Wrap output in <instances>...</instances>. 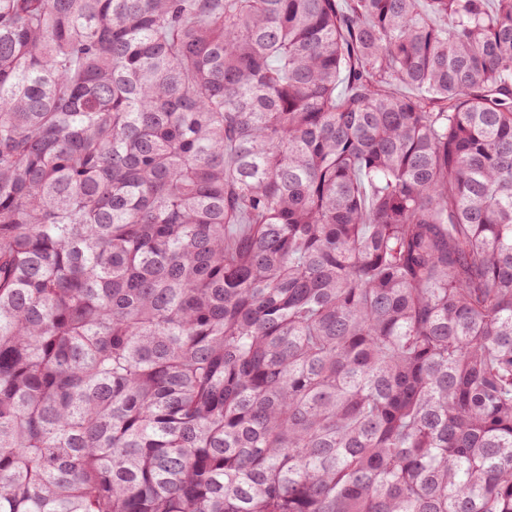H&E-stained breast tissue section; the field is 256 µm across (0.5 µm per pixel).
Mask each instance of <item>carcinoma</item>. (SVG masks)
Instances as JSON below:
<instances>
[{
  "label": "carcinoma",
  "instance_id": "cac0c4a2",
  "mask_svg": "<svg viewBox=\"0 0 512 512\" xmlns=\"http://www.w3.org/2000/svg\"><path fill=\"white\" fill-rule=\"evenodd\" d=\"M496 2L0 0V512H512Z\"/></svg>",
  "mask_w": 512,
  "mask_h": 512
}]
</instances>
